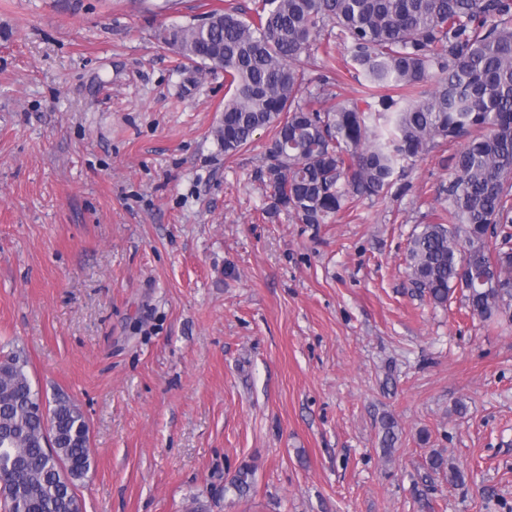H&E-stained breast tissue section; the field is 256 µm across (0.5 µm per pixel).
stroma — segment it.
<instances>
[{"mask_svg":"<svg viewBox=\"0 0 512 512\" xmlns=\"http://www.w3.org/2000/svg\"><path fill=\"white\" fill-rule=\"evenodd\" d=\"M224 5L0 0V353L83 412V512H512V320L404 261L457 145L334 223L269 213L266 132L225 155L223 72L160 37Z\"/></svg>","mask_w":512,"mask_h":512,"instance_id":"1","label":"stroma"}]
</instances>
